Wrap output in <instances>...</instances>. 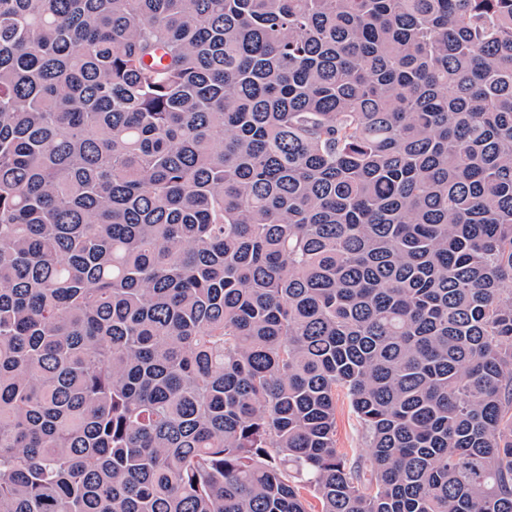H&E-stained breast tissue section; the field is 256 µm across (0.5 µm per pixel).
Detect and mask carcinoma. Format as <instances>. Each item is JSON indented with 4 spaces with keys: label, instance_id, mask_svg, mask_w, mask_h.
Returning a JSON list of instances; mask_svg holds the SVG:
<instances>
[{
    "label": "carcinoma",
    "instance_id": "carcinoma-1",
    "mask_svg": "<svg viewBox=\"0 0 512 512\" xmlns=\"http://www.w3.org/2000/svg\"><path fill=\"white\" fill-rule=\"evenodd\" d=\"M311 498L512 512V0H0V512ZM336 406L337 448L342 453L347 454L349 458L357 455H366L360 424L350 408L344 391L338 392Z\"/></svg>",
    "mask_w": 512,
    "mask_h": 512
}]
</instances>
